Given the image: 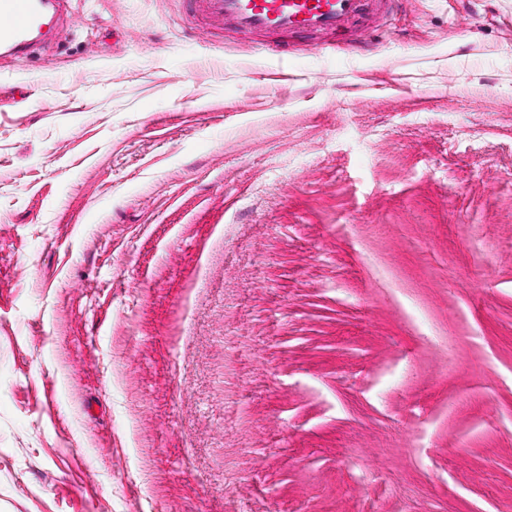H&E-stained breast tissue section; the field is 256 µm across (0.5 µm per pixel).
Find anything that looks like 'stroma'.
<instances>
[{"label": "stroma", "instance_id": "stroma-1", "mask_svg": "<svg viewBox=\"0 0 512 512\" xmlns=\"http://www.w3.org/2000/svg\"><path fill=\"white\" fill-rule=\"evenodd\" d=\"M69 12L0 69V512H512V0ZM204 19L264 35L339 36L367 9L393 14L398 0H186Z\"/></svg>", "mask_w": 512, "mask_h": 512}]
</instances>
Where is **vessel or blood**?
<instances>
[{"label": "vessel or blood", "mask_w": 512, "mask_h": 512, "mask_svg": "<svg viewBox=\"0 0 512 512\" xmlns=\"http://www.w3.org/2000/svg\"><path fill=\"white\" fill-rule=\"evenodd\" d=\"M396 0H188L204 19L264 35L338 36L366 10L390 13ZM66 0H0V63L24 62L58 30Z\"/></svg>", "instance_id": "b4317fda"}]
</instances>
